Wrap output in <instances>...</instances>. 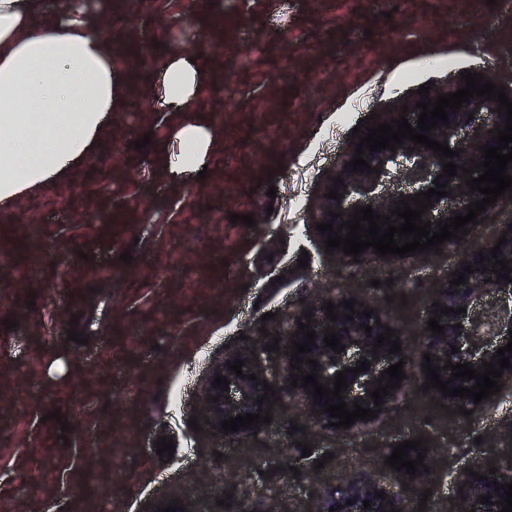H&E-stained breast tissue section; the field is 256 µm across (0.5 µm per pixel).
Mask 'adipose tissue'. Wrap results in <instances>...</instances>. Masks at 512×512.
<instances>
[{"label":"adipose tissue","instance_id":"obj_1","mask_svg":"<svg viewBox=\"0 0 512 512\" xmlns=\"http://www.w3.org/2000/svg\"><path fill=\"white\" fill-rule=\"evenodd\" d=\"M112 39L88 21L81 0L46 17L43 0H0V203H12L90 158L113 103ZM202 74L187 59L168 65L162 86L177 108L179 166L192 169L214 143L206 114H192Z\"/></svg>","mask_w":512,"mask_h":512}]
</instances>
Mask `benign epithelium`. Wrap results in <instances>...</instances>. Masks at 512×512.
Instances as JSON below:
<instances>
[{"mask_svg": "<svg viewBox=\"0 0 512 512\" xmlns=\"http://www.w3.org/2000/svg\"><path fill=\"white\" fill-rule=\"evenodd\" d=\"M498 103L493 100L473 97L470 103L462 104L460 111L455 114H448L450 125L438 123V127L431 131V138L446 142L450 149L460 152V156L453 157V163L462 167H469L470 161H483L479 146L495 145L494 134L490 130L497 126L504 125L506 111H497ZM365 155L371 166L377 167L380 173H353L349 162L353 159L354 153H349L337 170L333 171L327 181V188L339 191L341 200L323 199L321 204L319 222L330 221L340 224L350 219L354 208L369 205L379 214H390L402 198L413 197L415 194L435 187L434 181L448 183L446 191L448 196L438 198L434 206L422 215V220L431 221V230H438L437 222L450 218L457 213L467 214V206L473 201L481 199L479 192L470 191L467 188L462 170H457V176L446 177L443 175L444 161L440 160L432 150L416 145L410 140L396 151L386 149L382 152H371L364 148ZM404 156L407 165L397 169V158ZM341 177L344 182L334 181V178ZM341 213L338 218L328 215V211ZM479 249L468 250L461 260L456 264L453 278H458L461 268L471 264L476 272L467 275L468 281L459 286L445 284L432 297L434 306L430 307V316L440 312V307H464L466 312L461 314H443L439 318V324L444 326V333L435 337L431 331L424 330L421 336L420 350L430 354L431 363L434 366H444L446 360L451 363L468 364L475 368L482 366V363L495 362L493 355L498 348L507 345L512 335L508 331L512 329V282H506L504 278H497L494 273L488 272L492 268L490 262H480ZM357 300L354 309L362 311L370 309L371 305L361 300L359 296L348 292H338L324 298L318 306H308L296 313L289 321L288 326L283 328L281 335L288 337V340H305V337L295 335L299 330V323L306 322L304 314H311V330L315 331V342L311 351L299 355L304 363L294 362V365L302 367L303 374L312 373V365L307 363L309 359L318 361L317 367L319 382L334 389L335 374L338 372L356 367L361 362L369 363L368 370L353 375L346 374L349 387L342 393L344 401L349 408H354V401H359L364 408L380 409L378 417L387 416L393 405L407 393L410 388V380L404 379L397 389L390 391V395L384 398V404L377 407L374 399L370 398L369 392L378 388L376 379L384 369L402 360L409 362L411 349L405 339H400L401 353H389L390 346L385 344L378 349V354H373V347L378 335L385 332V327L394 329L396 335H401L399 329L386 318L380 310H374L371 317L353 316V319H346L350 310L341 305L345 300ZM338 305L337 321L332 322L326 316L323 306L327 302ZM461 327H456V324ZM372 327L367 333L363 325ZM335 329V332L343 335L340 344L345 346V351L336 354L334 350L325 346L323 337L327 329ZM457 347L460 352L456 353L452 347ZM263 347L259 346L244 352H235L227 355L223 360L214 364L209 372L208 381L204 390L203 400L205 404L207 422L210 428L221 434V421L232 416L235 417L244 413L265 414L269 402L283 396L298 395L305 401L307 409V420L316 429L327 428L336 431L328 423L333 421L330 413L322 412L324 400L314 403L313 395L307 393V389L298 386L291 387V375L298 374L295 369H287L283 375L281 384L275 389V394L269 395V401L257 403L258 398L266 392L263 380L266 379V370L263 362ZM244 362L242 373L246 377H238L229 370V364L235 360ZM227 377L230 381L229 390L221 391V386H212L217 375ZM253 374L258 377L254 381L247 378ZM428 393L445 402L455 403L473 411L480 410L486 401L476 404L472 399L462 400L458 397L443 395L437 388L428 389ZM217 397L219 401L213 402L211 398ZM473 471L479 473L475 477L469 473L448 478V471L428 468L426 479L429 481L450 480L455 488L453 499L442 512H500L502 506L496 504L503 493L494 491L493 482L501 484L512 481V463L497 469V472L490 474L478 464L472 465ZM420 475L410 477L403 475L402 479L395 483H387L377 478L371 468L360 466L354 471L338 496L334 493H316L313 495L310 507L306 512H329L330 508L337 509V512H406L407 503L414 497L420 495ZM385 492L386 499L376 497V494ZM490 496L492 504H485L479 501L480 496ZM353 504H347V501ZM369 501L371 507L364 508L363 501Z\"/></svg>", "mask_w": 512, "mask_h": 512, "instance_id": "1", "label": "benign epithelium"}]
</instances>
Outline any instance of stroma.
Here are the masks:
<instances>
[{"instance_id": "1", "label": "stroma", "mask_w": 512, "mask_h": 512, "mask_svg": "<svg viewBox=\"0 0 512 512\" xmlns=\"http://www.w3.org/2000/svg\"><path fill=\"white\" fill-rule=\"evenodd\" d=\"M85 2L124 45L114 76L134 93L115 104L98 152L74 176L0 207V248L42 263L35 280L0 268V512H155L186 500L219 512L228 495L265 512L271 489L280 512H302L304 490L338 491L359 465L392 481L388 448L427 436L456 451L431 449L426 463L456 473L477 459L504 464L512 395L490 402L485 428L501 432L497 447H476L468 417L422 393L417 353L408 395L368 429L315 431L304 401L286 398L257 435L225 437L210 430L202 396L212 364L258 343L282 374L274 339L316 287L355 291L418 344L455 257L356 263L326 253L309 226L328 175L359 143L360 119L387 121L420 86L466 70L512 93V0H194L189 12L184 0ZM217 13L222 56L211 49ZM144 39L153 55L140 56ZM174 48L207 75L198 107L224 117L203 179L158 160L160 145L180 152L161 85ZM234 214L256 223H231ZM73 327L82 342L69 340ZM163 436L173 456L159 457Z\"/></svg>"}]
</instances>
